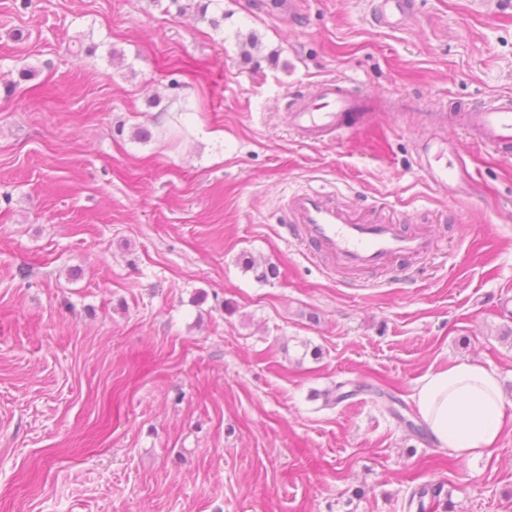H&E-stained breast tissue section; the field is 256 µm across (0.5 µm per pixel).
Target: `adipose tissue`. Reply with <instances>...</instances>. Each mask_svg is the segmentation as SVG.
I'll return each mask as SVG.
<instances>
[{
  "instance_id": "ef3b65f1",
  "label": "adipose tissue",
  "mask_w": 512,
  "mask_h": 512,
  "mask_svg": "<svg viewBox=\"0 0 512 512\" xmlns=\"http://www.w3.org/2000/svg\"><path fill=\"white\" fill-rule=\"evenodd\" d=\"M413 399L434 441L457 457L482 454L503 430L506 401L493 369L463 363L430 372Z\"/></svg>"
}]
</instances>
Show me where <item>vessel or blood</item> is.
Wrapping results in <instances>:
<instances>
[{
	"label": "vessel or blood",
	"instance_id": "vessel-or-blood-1",
	"mask_svg": "<svg viewBox=\"0 0 512 512\" xmlns=\"http://www.w3.org/2000/svg\"><path fill=\"white\" fill-rule=\"evenodd\" d=\"M415 18L409 0H378L371 19L381 27H409ZM291 126L311 145L344 131L360 128L363 113L371 106L345 81L325 79L309 93L290 95L287 101ZM462 125L502 161H512V96L494 97L488 103L465 108ZM416 168L430 186L447 188L450 196L468 190L472 175L448 142L443 131H434L417 149ZM288 235L309 251L327 253L345 269L382 268L398 260L394 273L407 279V260L430 254L435 242L429 233L409 231L392 218H368L340 207L317 189L291 192L286 200Z\"/></svg>",
	"mask_w": 512,
	"mask_h": 512
}]
</instances>
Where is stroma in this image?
Masks as SVG:
<instances>
[{
    "label": "stroma",
    "instance_id": "35a3bbf8",
    "mask_svg": "<svg viewBox=\"0 0 512 512\" xmlns=\"http://www.w3.org/2000/svg\"><path fill=\"white\" fill-rule=\"evenodd\" d=\"M223 2L215 30L169 0H0V512H408L423 484L438 512H512V162L453 116L512 93V0H414L400 30L370 0L294 25ZM332 77L386 106L307 144L286 98ZM436 125L465 198L417 176ZM310 186L435 251L406 285L327 271L284 227ZM464 362L508 400L473 459L407 428L418 381Z\"/></svg>",
    "mask_w": 512,
    "mask_h": 512
}]
</instances>
